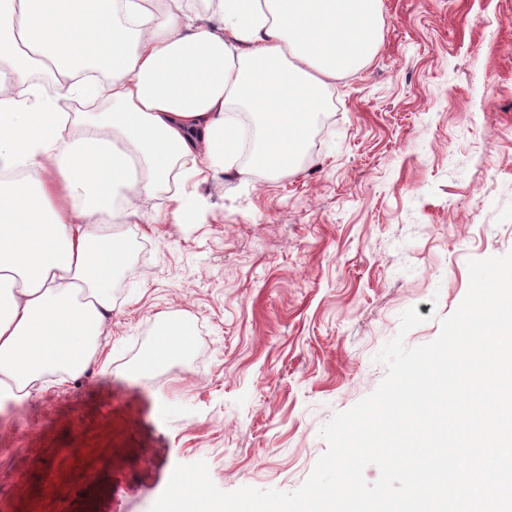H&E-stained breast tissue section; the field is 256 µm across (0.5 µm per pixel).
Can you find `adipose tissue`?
<instances>
[{
	"mask_svg": "<svg viewBox=\"0 0 512 512\" xmlns=\"http://www.w3.org/2000/svg\"><path fill=\"white\" fill-rule=\"evenodd\" d=\"M224 33L195 27L187 0H0V399L33 401L46 376L101 360L127 258L125 230L177 182L183 191L241 148L234 107L260 133L246 177L309 156L330 79L376 54L381 0H215ZM52 91L30 83L33 66ZM107 99L77 116L65 99ZM183 316L161 318L127 377H157L193 344Z\"/></svg>",
	"mask_w": 512,
	"mask_h": 512,
	"instance_id": "1",
	"label": "adipose tissue"
}]
</instances>
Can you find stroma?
Here are the masks:
<instances>
[{
	"label": "stroma",
	"instance_id": "obj_1",
	"mask_svg": "<svg viewBox=\"0 0 512 512\" xmlns=\"http://www.w3.org/2000/svg\"><path fill=\"white\" fill-rule=\"evenodd\" d=\"M326 97L294 172L191 185L188 224L167 191L140 208L106 371L0 414V512H150L199 460L226 492L298 489L321 427L384 378L400 315L424 318L406 347L433 341L469 259L512 252V0H382L375 56ZM170 311L192 350L124 378Z\"/></svg>",
	"mask_w": 512,
	"mask_h": 512
}]
</instances>
